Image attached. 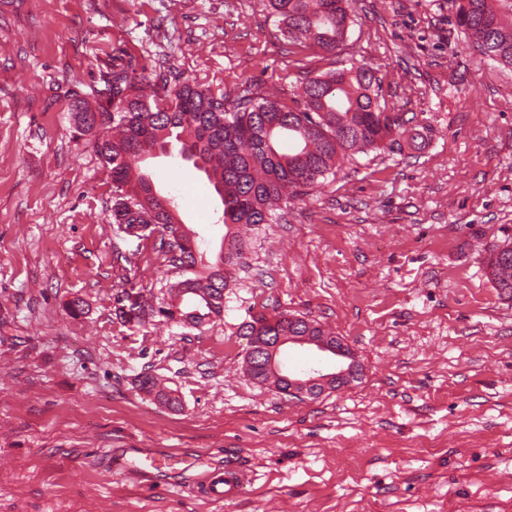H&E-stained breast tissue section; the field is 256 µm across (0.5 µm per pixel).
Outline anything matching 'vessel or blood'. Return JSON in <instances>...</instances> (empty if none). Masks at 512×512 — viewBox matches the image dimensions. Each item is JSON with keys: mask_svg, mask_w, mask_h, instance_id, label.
<instances>
[{"mask_svg": "<svg viewBox=\"0 0 512 512\" xmlns=\"http://www.w3.org/2000/svg\"><path fill=\"white\" fill-rule=\"evenodd\" d=\"M109 463L114 472L138 486L151 488L172 476L177 486L199 491L215 503L237 499L248 482L243 465L230 460L211 461L201 468L177 456H159L144 450L133 456L111 454Z\"/></svg>", "mask_w": 512, "mask_h": 512, "instance_id": "obj_1", "label": "vessel or blood"}]
</instances>
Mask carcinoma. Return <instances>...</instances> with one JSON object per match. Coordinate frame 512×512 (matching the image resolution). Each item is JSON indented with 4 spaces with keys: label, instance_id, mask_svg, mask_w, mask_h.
I'll return each instance as SVG.
<instances>
[{
    "label": "carcinoma",
    "instance_id": "cac0c4a2",
    "mask_svg": "<svg viewBox=\"0 0 512 512\" xmlns=\"http://www.w3.org/2000/svg\"><path fill=\"white\" fill-rule=\"evenodd\" d=\"M271 13L302 47L332 53L352 22L350 0H268ZM456 24L479 53L512 66V0H469L458 4ZM132 62L100 73L105 104L94 113L75 100L77 129L95 128L92 146L112 178V223L137 238L161 233L168 265L184 279L170 286V301L158 307L140 294L117 298L116 315L142 323L163 317L198 326L224 312L231 270L246 265L241 225L256 228L275 220L280 203L298 198L335 174L340 159L392 148L407 132L396 112L381 104L383 79L366 62L307 78L302 101L287 105L245 88L234 98L214 95L184 82L163 95L148 92L149 79H136ZM174 145L178 156L203 172L223 206L225 232L219 251L207 256L196 233L175 216V198L163 195L141 163ZM489 277L512 299V246L493 252ZM244 335L323 333L288 314L260 315L243 325ZM138 389L166 396L149 375Z\"/></svg>",
    "mask_w": 512,
    "mask_h": 512
}]
</instances>
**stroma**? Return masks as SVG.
<instances>
[{"label": "stroma", "mask_w": 512, "mask_h": 512, "mask_svg": "<svg viewBox=\"0 0 512 512\" xmlns=\"http://www.w3.org/2000/svg\"><path fill=\"white\" fill-rule=\"evenodd\" d=\"M456 5L352 0L333 55L293 44L263 0H0V512H512V299L487 270L512 245V68L472 47ZM118 55L287 103L304 73L365 61L409 132L250 232L221 316L131 325L117 296L156 304L180 275L159 234L113 224L72 115ZM146 167L216 252L205 175ZM280 312L344 339L360 379L304 401L250 379L242 325ZM145 372L181 408L140 392ZM117 448L232 458L252 483L224 503L136 487L107 466Z\"/></svg>", "instance_id": "35a3bbf8"}]
</instances>
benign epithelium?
Returning a JSON list of instances; mask_svg holds the SVG:
<instances>
[{"label": "benign epithelium", "mask_w": 512, "mask_h": 512, "mask_svg": "<svg viewBox=\"0 0 512 512\" xmlns=\"http://www.w3.org/2000/svg\"><path fill=\"white\" fill-rule=\"evenodd\" d=\"M261 352L251 353L252 366L268 381L282 378L288 387L280 393L294 398L312 397L334 387L348 386L359 375V364L350 348L332 336H263ZM299 348L314 351L319 356L316 365L306 369L290 368L288 355Z\"/></svg>", "instance_id": "benign-epithelium-1"}]
</instances>
